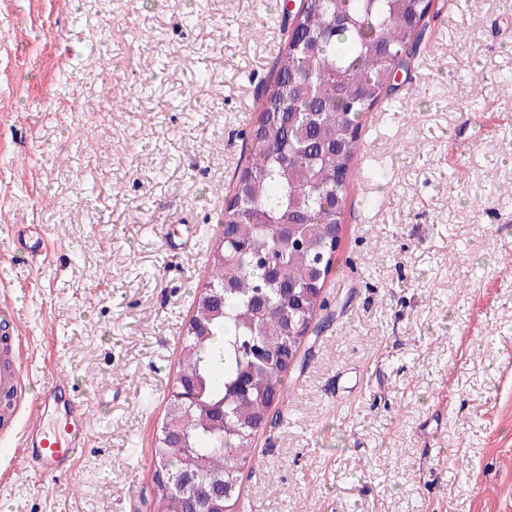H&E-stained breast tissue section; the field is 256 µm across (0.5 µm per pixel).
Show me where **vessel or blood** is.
<instances>
[{"mask_svg": "<svg viewBox=\"0 0 512 512\" xmlns=\"http://www.w3.org/2000/svg\"><path fill=\"white\" fill-rule=\"evenodd\" d=\"M23 385L20 340L13 337L0 347V397L16 401ZM88 416L69 380L56 378L32 402L17 454L45 478L62 475L86 442Z\"/></svg>", "mask_w": 512, "mask_h": 512, "instance_id": "1", "label": "vessel or blood"}]
</instances>
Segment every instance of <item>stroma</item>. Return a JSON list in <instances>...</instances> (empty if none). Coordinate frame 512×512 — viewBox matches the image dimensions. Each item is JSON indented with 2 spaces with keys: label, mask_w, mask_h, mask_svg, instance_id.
<instances>
[{
  "label": "stroma",
  "mask_w": 512,
  "mask_h": 512,
  "mask_svg": "<svg viewBox=\"0 0 512 512\" xmlns=\"http://www.w3.org/2000/svg\"><path fill=\"white\" fill-rule=\"evenodd\" d=\"M284 2L194 26L191 0H0V303L26 395L64 376L91 406L72 474L0 458V512H147ZM427 28L362 118L332 324L253 442L246 512H512V91L462 77L512 72V0H435Z\"/></svg>",
  "instance_id": "stroma-1"
}]
</instances>
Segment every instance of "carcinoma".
<instances>
[{
	"label": "carcinoma",
	"instance_id": "carcinoma-1",
	"mask_svg": "<svg viewBox=\"0 0 512 512\" xmlns=\"http://www.w3.org/2000/svg\"><path fill=\"white\" fill-rule=\"evenodd\" d=\"M429 0H305L294 36L275 62L271 89L238 177L242 202L224 210V237L211 248V281L195 302L172 389L183 399L188 447L162 424L153 512H242L234 485L253 460V436L284 401L288 359L326 307L321 293L334 256L329 226L342 222L361 117L390 97L389 60L416 57ZM344 24H336V18ZM297 224L295 243L278 225ZM295 287V294L286 290Z\"/></svg>",
	"mask_w": 512,
	"mask_h": 512
}]
</instances>
